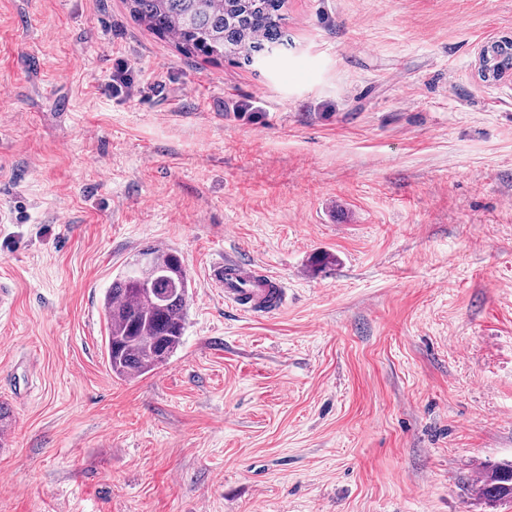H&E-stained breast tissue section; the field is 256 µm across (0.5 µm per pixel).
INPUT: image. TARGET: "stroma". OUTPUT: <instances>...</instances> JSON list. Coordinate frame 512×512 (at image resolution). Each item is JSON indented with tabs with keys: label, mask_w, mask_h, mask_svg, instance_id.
Masks as SVG:
<instances>
[{
	"label": "stroma",
	"mask_w": 512,
	"mask_h": 512,
	"mask_svg": "<svg viewBox=\"0 0 512 512\" xmlns=\"http://www.w3.org/2000/svg\"><path fill=\"white\" fill-rule=\"evenodd\" d=\"M281 13L246 64L0 0V512H512L477 493L512 460V80L476 74L512 0ZM149 246L185 334L121 380L103 293ZM228 250L286 308L225 309Z\"/></svg>",
	"instance_id": "stroma-1"
}]
</instances>
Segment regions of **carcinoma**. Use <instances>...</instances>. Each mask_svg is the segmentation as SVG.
Returning a JSON list of instances; mask_svg holds the SVG:
<instances>
[{"label":"carcinoma","mask_w":512,"mask_h":512,"mask_svg":"<svg viewBox=\"0 0 512 512\" xmlns=\"http://www.w3.org/2000/svg\"><path fill=\"white\" fill-rule=\"evenodd\" d=\"M130 11L154 33L171 37L186 54L251 60L264 42L281 37V0H128ZM144 273L125 271L103 300L105 357L118 378L148 374L182 343L190 300L184 259L173 249L139 253ZM490 503L512 502V461L492 465L479 485Z\"/></svg>","instance_id":"carcinoma-1"}]
</instances>
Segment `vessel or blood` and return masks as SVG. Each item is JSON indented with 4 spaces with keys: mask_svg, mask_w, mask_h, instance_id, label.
<instances>
[{
    "mask_svg": "<svg viewBox=\"0 0 512 512\" xmlns=\"http://www.w3.org/2000/svg\"><path fill=\"white\" fill-rule=\"evenodd\" d=\"M212 278L224 293V305L253 317L280 312L288 302L283 281L260 264L234 252H225L223 263L214 266Z\"/></svg>",
    "mask_w": 512,
    "mask_h": 512,
    "instance_id": "1",
    "label": "vessel or blood"
}]
</instances>
